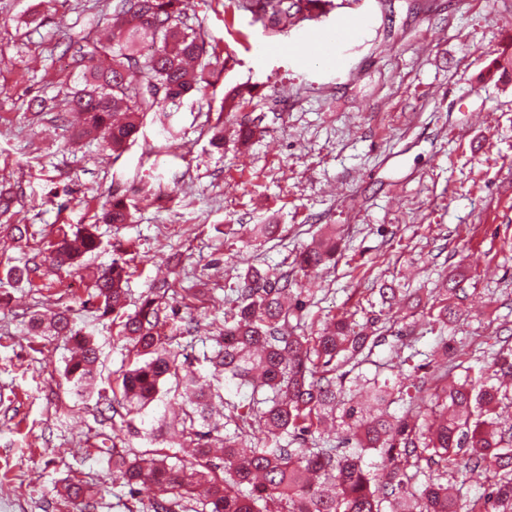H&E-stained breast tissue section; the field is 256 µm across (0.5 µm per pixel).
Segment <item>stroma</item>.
Returning a JSON list of instances; mask_svg holds the SVG:
<instances>
[{
  "instance_id": "obj_1",
  "label": "stroma",
  "mask_w": 512,
  "mask_h": 512,
  "mask_svg": "<svg viewBox=\"0 0 512 512\" xmlns=\"http://www.w3.org/2000/svg\"><path fill=\"white\" fill-rule=\"evenodd\" d=\"M246 4L184 0L215 75L171 125L147 116L116 158L78 137L80 121L65 106L85 86L77 49L109 29L112 0H0V188L14 194L7 223L29 230L21 242L0 237V512H74L60 504L73 478L96 491L97 512L153 496L129 494L96 449L107 438L149 450L127 428H150L181 404L173 381L148 414L104 415L97 395H76L64 375L70 343L28 327L34 314L70 308L102 347L99 387L112 385L130 358L116 328L86 306L90 281L68 267L6 276L59 225L94 223L115 196L127 198L131 219L101 225L102 245L84 262L129 263L130 312L168 279L179 316L198 320L195 337L180 341L182 371L210 376L203 356L251 267L287 276L304 302L289 323L309 336L345 313L366 323L380 289L394 288L390 313L373 327L383 343L361 367L369 378L418 384L451 363L459 379L484 353L512 346V79L493 67L512 52V0H332L319 18L278 35ZM350 17L362 26L342 70L294 52ZM273 41L284 52H265ZM236 87L252 95L231 108L224 100ZM33 99L46 112L33 115ZM243 119L256 126L244 147L234 131ZM257 224L279 230L257 239ZM329 232L335 257L299 271L296 255ZM453 274L465 296L447 352L428 309L447 303Z\"/></svg>"
}]
</instances>
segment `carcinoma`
I'll use <instances>...</instances> for the list:
<instances>
[{"label": "carcinoma", "instance_id": "cac0c4a2", "mask_svg": "<svg viewBox=\"0 0 512 512\" xmlns=\"http://www.w3.org/2000/svg\"><path fill=\"white\" fill-rule=\"evenodd\" d=\"M326 0H250L249 8L268 29L282 32L303 18L322 13ZM180 0H116L108 39L94 40L81 54L87 62L88 88L66 100L70 112L85 115L83 133L99 138L120 156L137 138L148 114L166 117L183 98L214 75L205 41L182 21ZM166 93L157 95V86ZM130 207L113 197L101 214L105 224H125ZM97 225L86 224L42 253L55 267H75L97 251ZM336 253V239L327 237L298 254L296 266L306 271ZM92 292L84 304L96 306L98 318L112 316L118 336L133 356L131 368L118 377L112 393L95 390L99 347L76 328L63 310L49 324L31 328L44 336L71 341L78 354L66 375L80 393L127 413L140 414L160 400L161 386L195 397L191 410L176 424L158 420L144 432L150 442L165 435L179 437V447L192 445L193 461L170 463L161 453L132 458L115 447L112 473L136 492L149 486L154 496L149 512H512V428L501 430L496 409L512 405V393L494 381L512 377V348L488 353L478 375L448 382V369L430 377L423 396H412L402 382H379L358 376L354 390L364 391L380 406L407 399L405 415L390 420L385 411L366 415L345 387L348 372L381 344V337L342 316L316 336L287 334L291 306L288 277L270 278L249 270L238 290L237 311L224 321L210 357L211 377L252 387L244 413L232 406L226 419L232 432L215 424L203 431L198 423L224 408V397L212 384L199 385L189 372L179 375L176 337L193 335L197 321H172L169 283L152 285L134 312L124 311L130 272L117 259L88 274ZM256 419L266 440L253 446L243 425ZM336 428L337 443L307 447L308 436L324 423ZM222 444V464L214 463L212 445ZM369 450L383 457L382 472L364 467ZM481 470L490 477L488 492L461 502L453 480ZM95 491L82 480L64 486L62 497L79 501L85 512L96 509Z\"/></svg>", "mask_w": 512, "mask_h": 512}]
</instances>
